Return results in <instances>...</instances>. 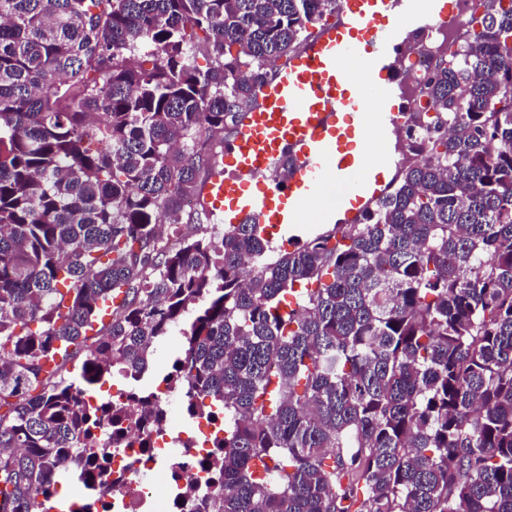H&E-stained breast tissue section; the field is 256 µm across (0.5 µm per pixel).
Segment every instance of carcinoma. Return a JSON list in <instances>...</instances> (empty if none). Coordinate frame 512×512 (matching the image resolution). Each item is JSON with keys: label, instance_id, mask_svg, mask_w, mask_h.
<instances>
[{"label": "carcinoma", "instance_id": "1", "mask_svg": "<svg viewBox=\"0 0 512 512\" xmlns=\"http://www.w3.org/2000/svg\"><path fill=\"white\" fill-rule=\"evenodd\" d=\"M339 6L0 0V512L112 494L99 433L163 407L91 389L178 326L164 380L224 415L212 512H512V0L425 49L420 161L360 223L273 258L258 224L184 216ZM72 480L88 498L56 499Z\"/></svg>", "mask_w": 512, "mask_h": 512}]
</instances>
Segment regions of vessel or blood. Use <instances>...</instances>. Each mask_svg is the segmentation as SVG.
<instances>
[{"mask_svg":"<svg viewBox=\"0 0 512 512\" xmlns=\"http://www.w3.org/2000/svg\"><path fill=\"white\" fill-rule=\"evenodd\" d=\"M452 0H341L335 16L275 65L226 153L199 187L208 216L261 224L269 237L320 220L354 223L390 190L402 154L368 161L356 143H388L404 129L399 104L414 85L403 51L475 28Z\"/></svg>","mask_w":512,"mask_h":512,"instance_id":"obj_1","label":"vessel or blood"}]
</instances>
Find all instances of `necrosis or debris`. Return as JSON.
Listing matches in <instances>:
<instances>
[{"label":"necrosis or debris","instance_id":"4bbe7bcc","mask_svg":"<svg viewBox=\"0 0 512 512\" xmlns=\"http://www.w3.org/2000/svg\"><path fill=\"white\" fill-rule=\"evenodd\" d=\"M156 395L166 409L161 430L143 437L132 432L122 438L106 437L107 461L103 478L112 493L95 502L94 512H212L208 494L213 474L202 461L212 454L211 439L222 433L223 421L199 419L198 433L182 435L185 393L159 384ZM193 486L194 495H174V488Z\"/></svg>","mask_w":512,"mask_h":512}]
</instances>
